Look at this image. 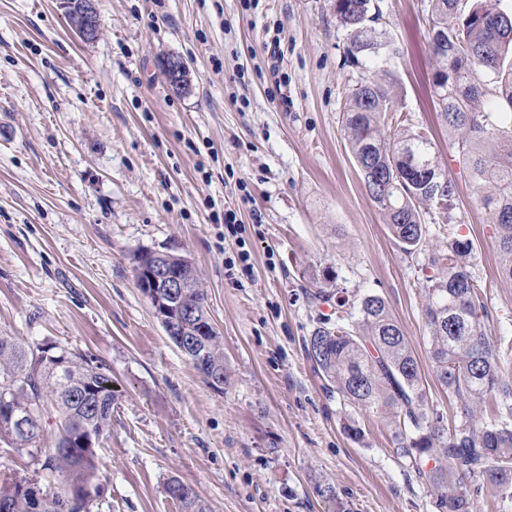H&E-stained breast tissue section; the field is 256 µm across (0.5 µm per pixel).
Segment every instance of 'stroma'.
I'll list each match as a JSON object with an SVG mask.
<instances>
[{
  "label": "stroma",
  "instance_id": "stroma-1",
  "mask_svg": "<svg viewBox=\"0 0 512 512\" xmlns=\"http://www.w3.org/2000/svg\"><path fill=\"white\" fill-rule=\"evenodd\" d=\"M377 2L389 41L377 75L459 193L452 225L430 224L411 255L343 133L363 72L344 64L333 0H96L90 43L60 0H0V333L51 338L111 371L118 405L94 512H178L164 492L173 476L209 512H448L397 453L394 418L346 405L305 351L330 312L317 287L378 294L412 344L428 408L460 424L423 316L426 255L454 234L476 245L481 318L512 381V280L434 96L430 0ZM171 55L189 70L181 93L162 70ZM230 209L237 238L219 222ZM146 249L196 266L224 343L223 392L138 288ZM244 250L246 275L233 265Z\"/></svg>",
  "mask_w": 512,
  "mask_h": 512
}]
</instances>
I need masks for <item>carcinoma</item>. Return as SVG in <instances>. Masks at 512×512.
I'll return each instance as SVG.
<instances>
[{
  "label": "carcinoma",
  "instance_id": "cac0c4a2",
  "mask_svg": "<svg viewBox=\"0 0 512 512\" xmlns=\"http://www.w3.org/2000/svg\"><path fill=\"white\" fill-rule=\"evenodd\" d=\"M431 0L430 43L440 65L433 87L448 131L469 167L478 200L497 226L499 274L512 280V11L500 0ZM338 26L350 32L346 62L369 69L384 41L370 22L375 0H334ZM394 111L385 84L367 78L352 89L343 127L365 188L383 213L392 236L411 255L428 232V210L451 224L458 188L440 167L431 138L407 129L390 136L386 113ZM183 278L196 284L187 303L200 316L188 321L199 334L208 368L199 371L214 391L227 376L221 336L209 330L205 293L193 263L164 253ZM471 239L448 236V250L427 254L424 310L430 357L439 381L465 402L466 420L446 427L428 409L418 361L400 324L378 294L336 295L324 288L313 297L336 299V321H319L307 353L329 386L349 405L383 408L399 422V450L418 474L448 491V512H468L466 481L484 478L501 496L512 494V385L499 366V345L486 334L471 260ZM356 323H348L351 311ZM496 401L490 421L480 405ZM117 396L112 373L99 361L50 339L22 343L0 335V441L31 458L33 475L0 483V512H92L101 497L100 441L112 430ZM28 414L37 433L24 436L10 425L11 412ZM55 426L52 445L48 425ZM434 467L424 470L428 461ZM164 492L180 512H207L190 484L171 477Z\"/></svg>",
  "mask_w": 512,
  "mask_h": 512
}]
</instances>
